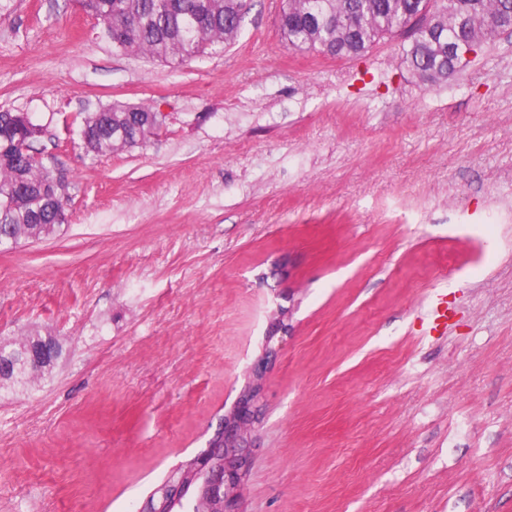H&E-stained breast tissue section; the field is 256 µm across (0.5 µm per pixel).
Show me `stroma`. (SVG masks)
<instances>
[{
  "mask_svg": "<svg viewBox=\"0 0 512 512\" xmlns=\"http://www.w3.org/2000/svg\"><path fill=\"white\" fill-rule=\"evenodd\" d=\"M281 7L180 64L74 0H0V108L70 183L55 236L0 247V340L64 350L0 389V512H139L268 343L242 512H512V35L429 87L399 35L289 49ZM114 102L164 124L87 155Z\"/></svg>",
  "mask_w": 512,
  "mask_h": 512,
  "instance_id": "1",
  "label": "stroma"
}]
</instances>
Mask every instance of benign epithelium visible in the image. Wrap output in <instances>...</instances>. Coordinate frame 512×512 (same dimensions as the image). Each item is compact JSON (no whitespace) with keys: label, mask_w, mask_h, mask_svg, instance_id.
I'll return each mask as SVG.
<instances>
[{"label":"benign epithelium","mask_w":512,"mask_h":512,"mask_svg":"<svg viewBox=\"0 0 512 512\" xmlns=\"http://www.w3.org/2000/svg\"><path fill=\"white\" fill-rule=\"evenodd\" d=\"M30 367L55 363L57 342L47 336L20 350L1 349ZM272 349L251 366L252 382L233 407L224 414V424L215 431L207 448L195 455L187 467L177 466L166 481L147 498L142 512H241L240 496L250 465V439L259 422L264 364Z\"/></svg>","instance_id":"obj_1"}]
</instances>
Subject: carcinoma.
<instances>
[{"instance_id": "cac0c4a2", "label": "carcinoma", "mask_w": 512, "mask_h": 512, "mask_svg": "<svg viewBox=\"0 0 512 512\" xmlns=\"http://www.w3.org/2000/svg\"><path fill=\"white\" fill-rule=\"evenodd\" d=\"M252 0H78L103 35L122 50L157 61H192L235 43L241 13ZM278 28L293 49L336 58L360 57L379 41L405 34L402 60L424 84L438 85L460 68L448 47L465 41L483 49L512 33V0H283ZM148 105L114 103L85 115L80 130L86 154L106 157L143 145L155 134ZM27 130L0 110V236L38 241L55 235L69 195L63 193L43 223L35 189L53 173L21 150ZM8 383L26 385L48 373L4 365Z\"/></svg>"}]
</instances>
